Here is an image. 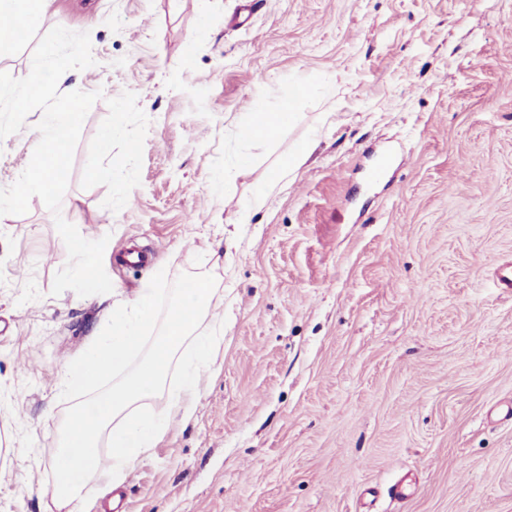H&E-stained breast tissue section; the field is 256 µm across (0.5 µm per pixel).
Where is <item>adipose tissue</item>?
Wrapping results in <instances>:
<instances>
[{
    "mask_svg": "<svg viewBox=\"0 0 512 512\" xmlns=\"http://www.w3.org/2000/svg\"><path fill=\"white\" fill-rule=\"evenodd\" d=\"M50 0H0V16L12 20L0 28V47L15 40L14 26L34 27ZM165 281L157 274L152 287L138 289L132 298L113 307L85 351L66 369L62 387L69 392L97 389L88 406L73 410L61 437L52 502L66 512L89 479L120 481L138 458L179 419H187L201 391L203 377L216 364L215 349L224 339V316L214 301L217 293L202 275L182 282L172 298L164 324L156 322V301ZM179 361L177 386L165 406L142 411L143 401L164 389L172 361ZM115 378L112 389L99 384ZM98 431L85 432L88 421ZM108 453H101V446Z\"/></svg>",
    "mask_w": 512,
    "mask_h": 512,
    "instance_id": "ef3b65f1",
    "label": "adipose tissue"
}]
</instances>
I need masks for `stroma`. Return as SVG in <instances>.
I'll use <instances>...</instances> for the list:
<instances>
[{"instance_id": "1", "label": "stroma", "mask_w": 512, "mask_h": 512, "mask_svg": "<svg viewBox=\"0 0 512 512\" xmlns=\"http://www.w3.org/2000/svg\"><path fill=\"white\" fill-rule=\"evenodd\" d=\"M58 25L95 59L59 92L103 93L61 214L107 238L113 290L51 295L68 253L39 197L0 223V512H55L62 425L87 402L62 374L160 271V321L188 276L223 290L219 369L188 422L74 512H512V291L494 277L512 264V0H50L0 72L26 77ZM261 105L291 117L243 141ZM41 116L0 140V188Z\"/></svg>"}]
</instances>
